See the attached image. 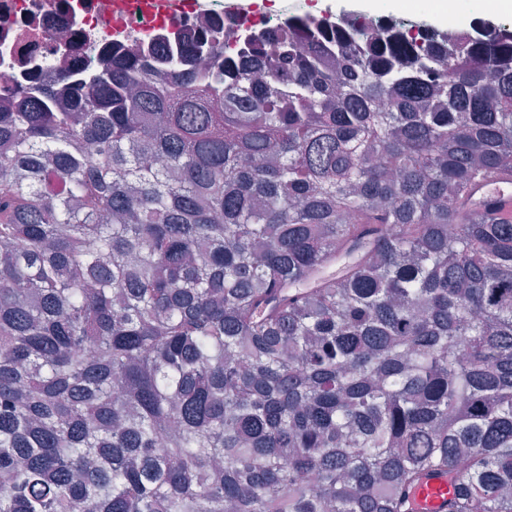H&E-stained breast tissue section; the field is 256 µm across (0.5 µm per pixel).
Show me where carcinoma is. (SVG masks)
<instances>
[{
    "mask_svg": "<svg viewBox=\"0 0 512 512\" xmlns=\"http://www.w3.org/2000/svg\"><path fill=\"white\" fill-rule=\"evenodd\" d=\"M381 25L0 85V512H512V29ZM471 201L476 212L488 222L512 219V176L500 175L476 183ZM448 499V482L435 478L428 480L417 491V500L424 507V512H445L444 502Z\"/></svg>",
    "mask_w": 512,
    "mask_h": 512,
    "instance_id": "obj_1",
    "label": "carcinoma"
}]
</instances>
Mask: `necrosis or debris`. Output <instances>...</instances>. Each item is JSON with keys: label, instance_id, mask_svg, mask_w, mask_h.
Masks as SVG:
<instances>
[{"label": "necrosis or debris", "instance_id": "1", "mask_svg": "<svg viewBox=\"0 0 512 512\" xmlns=\"http://www.w3.org/2000/svg\"><path fill=\"white\" fill-rule=\"evenodd\" d=\"M215 23L234 33L244 28L225 14L224 0H208L172 24L135 0H0V85L25 81L32 70L57 91L86 84L108 70L110 49L147 48L163 34Z\"/></svg>", "mask_w": 512, "mask_h": 512}]
</instances>
